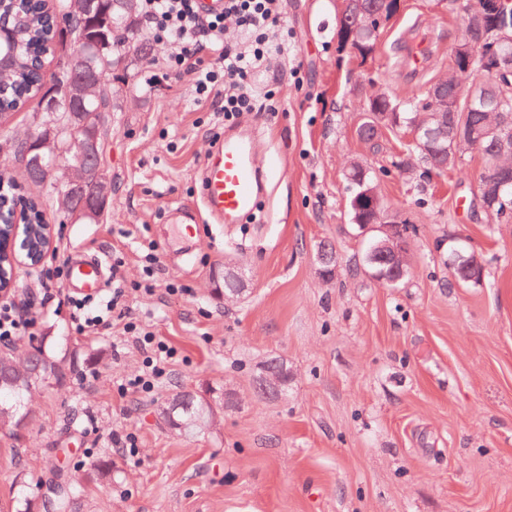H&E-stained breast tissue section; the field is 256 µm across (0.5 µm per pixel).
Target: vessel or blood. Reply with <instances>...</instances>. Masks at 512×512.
<instances>
[{
	"instance_id": "vessel-or-blood-1",
	"label": "vessel or blood",
	"mask_w": 512,
	"mask_h": 512,
	"mask_svg": "<svg viewBox=\"0 0 512 512\" xmlns=\"http://www.w3.org/2000/svg\"><path fill=\"white\" fill-rule=\"evenodd\" d=\"M265 175L255 158V145L247 138L228 137L206 158L201 205L181 203L169 214L179 238H187L203 216L231 224L253 213L264 188ZM69 290L99 293L106 277L103 261L81 253L68 257Z\"/></svg>"
}]
</instances>
